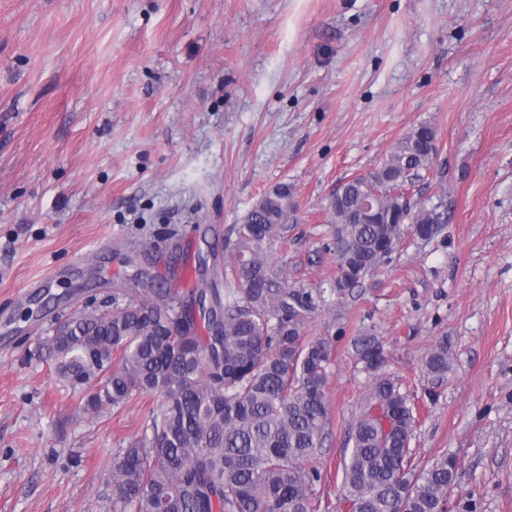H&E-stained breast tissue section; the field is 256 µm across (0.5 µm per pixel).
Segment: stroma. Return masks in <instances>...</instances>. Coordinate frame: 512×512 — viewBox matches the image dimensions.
<instances>
[{"instance_id": "stroma-1", "label": "stroma", "mask_w": 512, "mask_h": 512, "mask_svg": "<svg viewBox=\"0 0 512 512\" xmlns=\"http://www.w3.org/2000/svg\"><path fill=\"white\" fill-rule=\"evenodd\" d=\"M422 123L440 151L402 193L443 229L337 293L332 196ZM279 185L296 211L272 261L315 299L304 338L333 342L318 493L346 512L368 334L416 463L460 461L447 512H512V0H0V512H112L107 476L160 397L84 413L37 343L213 282ZM448 343L440 341L427 355L424 372L431 382H440L448 377Z\"/></svg>"}]
</instances>
